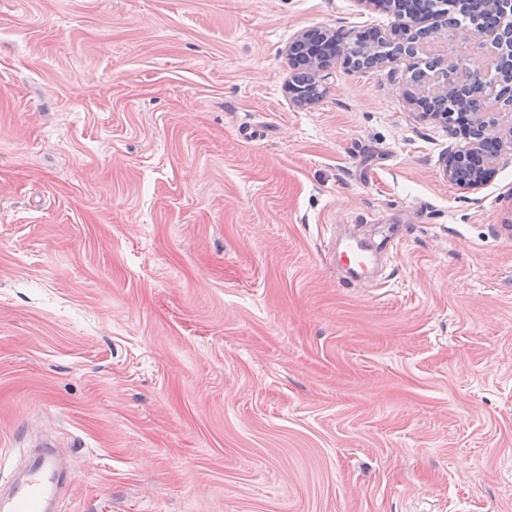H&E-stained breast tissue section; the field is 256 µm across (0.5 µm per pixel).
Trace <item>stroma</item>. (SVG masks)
Instances as JSON below:
<instances>
[{"instance_id":"1","label":"stroma","mask_w":512,"mask_h":512,"mask_svg":"<svg viewBox=\"0 0 512 512\" xmlns=\"http://www.w3.org/2000/svg\"><path fill=\"white\" fill-rule=\"evenodd\" d=\"M359 0H0V467L65 512H512V154L477 191ZM401 229L368 283L337 238ZM336 35V43L344 40V37ZM333 34L318 29H309L300 32L295 40L292 42V48L298 46H304L305 55L303 66L309 70V72L316 75L320 70L330 66L336 58L344 56V58L350 57L353 52V48L349 43H339L338 51L336 53V43L333 44V49L330 52L324 50L323 43L317 44L319 39H326L332 37ZM76 479L72 462L54 444L27 445L7 480L0 478V512H63Z\"/></svg>"}]
</instances>
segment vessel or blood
I'll list each match as a JSON object with an SVG mask.
<instances>
[{"mask_svg":"<svg viewBox=\"0 0 512 512\" xmlns=\"http://www.w3.org/2000/svg\"><path fill=\"white\" fill-rule=\"evenodd\" d=\"M372 255L356 240L346 242L340 254L349 281L368 271ZM72 462L54 444H31L7 478H0V512H63L76 483Z\"/></svg>","mask_w":512,"mask_h":512,"instance_id":"vessel-or-blood-1","label":"vessel or blood"}]
</instances>
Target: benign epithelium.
Wrapping results in <instances>:
<instances>
[{
    "instance_id": "benign-epithelium-1",
    "label": "benign epithelium",
    "mask_w": 512,
    "mask_h": 512,
    "mask_svg": "<svg viewBox=\"0 0 512 512\" xmlns=\"http://www.w3.org/2000/svg\"><path fill=\"white\" fill-rule=\"evenodd\" d=\"M448 29L447 14L421 13L404 17L398 25L386 31V39L399 43L406 34L418 31L428 33L432 38ZM464 44L479 41L488 50L489 63L482 72H468V69L448 63V59L440 58L434 62L436 73L428 78L422 77L412 82L405 78L404 95L415 106L434 96H446L457 93L470 84L473 77L483 78L493 74L496 65L503 59L502 51L512 49V24H503L497 28L487 29L478 24H462L453 27ZM331 37V34L318 29L300 32L292 42V47H304L303 66L316 74L330 66L338 57H349L353 48L348 43L338 44V49L329 52L324 50L319 40ZM417 51L412 48H401L387 58H375V63L402 62L405 73L411 75L419 71L415 62ZM423 118L449 124L455 127L456 133L462 136L465 145L459 149L448 150L443 158V173L448 181L462 187L479 190L493 176L496 166L505 150L512 151V96L506 94L498 101V111L477 112L461 107L457 113L420 111Z\"/></svg>"
}]
</instances>
